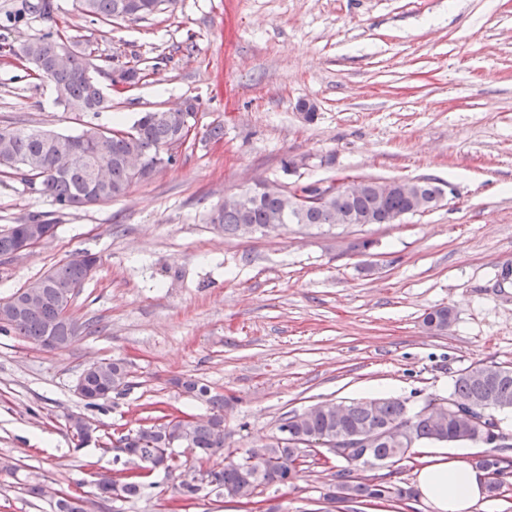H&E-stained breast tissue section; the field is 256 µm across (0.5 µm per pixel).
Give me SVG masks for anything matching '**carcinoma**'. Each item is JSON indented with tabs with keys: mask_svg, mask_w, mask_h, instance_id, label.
I'll use <instances>...</instances> for the list:
<instances>
[{
	"mask_svg": "<svg viewBox=\"0 0 512 512\" xmlns=\"http://www.w3.org/2000/svg\"><path fill=\"white\" fill-rule=\"evenodd\" d=\"M174 0H79L80 8L92 20H120L138 22L166 10ZM53 12L52 0H23L21 12L9 15L3 25L10 26L26 15L49 17ZM0 51L9 56L22 53L24 59L33 64V69L48 74L53 89L63 91L64 98L58 101L70 112H106L112 110V99L106 97L91 74L87 49L78 48V43L68 41L53 31L19 44L0 45ZM199 103H189L184 110L155 109L139 114L129 129H109L101 132V126L90 125L76 135L54 134L48 139L40 131L18 128H0V173L20 175L28 179V173L38 175L41 190L52 197L64 209H72L116 200L123 197L131 185L149 176L153 171L173 165L176 159L165 157L162 148L182 137L181 116H196ZM135 156L142 160L139 177H134L127 163ZM104 165L107 181L95 182L90 176V167ZM311 186H293L274 193L248 198L237 205L227 202L214 211L211 222L224 228L231 236L242 235V226L251 224L258 229L275 231L289 224L305 226H331L336 223V214L364 218L369 224H393L403 213H424L432 209L430 202L443 192V186L430 178L416 180L410 191L397 187L386 198L378 196L373 186L362 189L354 197H332L322 204L307 209L296 208L292 196L305 193ZM27 234V225L12 224L0 231V255L15 253L17 241ZM101 257L85 252L52 268L41 276L45 287L34 289L38 309L25 313L19 309L22 299L16 291L6 299H0V331H12L23 339L42 345L47 332L56 336V349H64L75 338L77 330L67 332L59 321L61 301L65 294L75 297L81 287V274L86 266H95ZM452 320V311L438 307L424 314L423 324L442 331ZM478 367L470 366L453 381V388L445 400L448 408L466 406L480 407L488 393L496 395L493 409L496 423L494 430L461 429L450 419L440 425L429 418H421L408 402L397 398L365 399L346 404L347 413L336 420L334 404L316 405L307 413H288L278 426L279 436L260 448L244 451H224V396L213 394L208 385L195 378L177 381L182 392L201 400L210 408V419L191 426L176 424L171 431L165 425L153 424L142 427L125 438L131 459L139 462L156 460L161 449H167V457L174 469H179L177 459L170 451L171 442H176L200 459L224 458V465L209 471L210 483L222 495L224 501L250 495L258 496L268 486L287 485L297 475V465L311 455V449L301 443V436H324L336 434V427L348 431L370 430L375 427L393 426L398 429V439L385 440L371 449L374 456L387 458L398 464L406 459L405 452L420 442L453 444L474 442L476 434L485 436L490 446L502 436V416L512 412V367H502L503 374L494 380H484L476 374ZM128 376L125 364L108 359L100 364L86 367L80 377L86 383L87 392L105 394L111 390L113 381ZM362 450L354 451L345 458L350 468L336 473L342 480L340 486L352 500H387L392 495H404V490L393 487L386 481L364 483L346 481L351 467L358 465ZM124 480L117 482L102 475L93 480L96 493L115 485L121 486L120 498H134L143 493L147 483L143 477L121 471ZM200 487L194 479L183 477L176 486L179 496L189 501L196 497Z\"/></svg>",
	"mask_w": 512,
	"mask_h": 512,
	"instance_id": "obj_1",
	"label": "carcinoma"
}]
</instances>
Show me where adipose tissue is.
<instances>
[{
	"label": "adipose tissue",
	"mask_w": 512,
	"mask_h": 512,
	"mask_svg": "<svg viewBox=\"0 0 512 512\" xmlns=\"http://www.w3.org/2000/svg\"><path fill=\"white\" fill-rule=\"evenodd\" d=\"M415 482L433 512H479L487 495L485 472L449 457L423 455Z\"/></svg>",
	"instance_id": "obj_1"
}]
</instances>
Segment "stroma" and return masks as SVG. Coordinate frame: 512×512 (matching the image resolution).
I'll return each instance as SVG.
<instances>
[{
  "instance_id": "35a3bbf8",
  "label": "stroma",
  "mask_w": 512,
  "mask_h": 512,
  "mask_svg": "<svg viewBox=\"0 0 512 512\" xmlns=\"http://www.w3.org/2000/svg\"><path fill=\"white\" fill-rule=\"evenodd\" d=\"M53 3L51 18L0 27V44L59 32L92 49L104 94L122 103L63 111L48 79L0 55V127L125 129L188 98L200 107L176 164L118 200L62 209L39 184L0 176V230L36 214L56 226L0 256V299L78 252L102 258L72 304L67 348L0 332V512H52L29 494L36 482L89 512H239L207 487L179 501L162 471L140 497L94 495L93 475L129 466L113 435L208 415L176 385L189 376L224 395L225 447L247 449L288 412L380 397L416 409L447 398L471 365L512 366V0H175L134 23ZM135 60L141 79L116 93L114 70ZM218 124L223 138H209ZM345 175L433 178L448 194L396 224L230 236L209 221L259 182ZM364 239L367 255L351 248ZM443 306L452 321L430 332L423 316ZM101 359L123 360L130 385L89 407L76 383ZM73 415L96 440L79 443ZM346 466L307 460L261 498L272 512H367L325 499Z\"/></svg>"
}]
</instances>
